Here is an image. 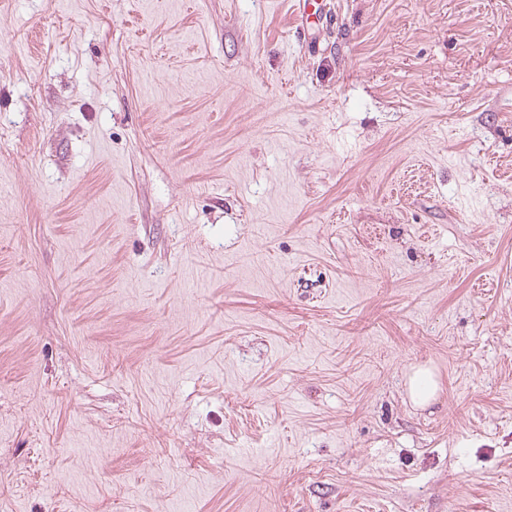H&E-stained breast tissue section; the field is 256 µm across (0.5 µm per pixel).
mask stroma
<instances>
[{
  "instance_id": "1",
  "label": "stroma",
  "mask_w": 512,
  "mask_h": 512,
  "mask_svg": "<svg viewBox=\"0 0 512 512\" xmlns=\"http://www.w3.org/2000/svg\"><path fill=\"white\" fill-rule=\"evenodd\" d=\"M327 3L0 0V512H512V0ZM438 385L432 368L427 366L415 367L407 381V393L416 406L429 405L435 398Z\"/></svg>"
}]
</instances>
